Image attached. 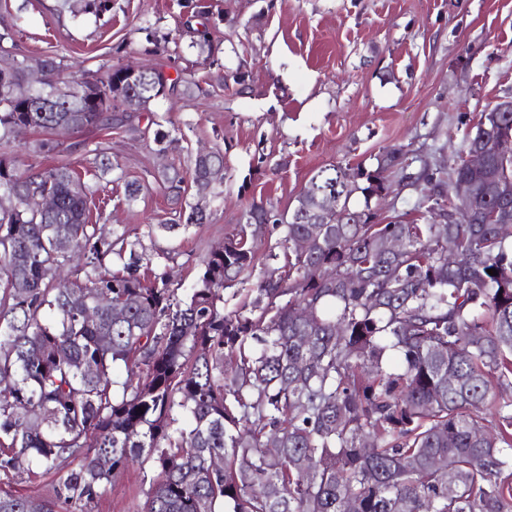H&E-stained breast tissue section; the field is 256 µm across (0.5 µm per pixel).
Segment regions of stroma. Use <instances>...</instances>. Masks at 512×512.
<instances>
[{
    "label": "stroma",
    "mask_w": 512,
    "mask_h": 512,
    "mask_svg": "<svg viewBox=\"0 0 512 512\" xmlns=\"http://www.w3.org/2000/svg\"><path fill=\"white\" fill-rule=\"evenodd\" d=\"M200 1L210 7L226 65L248 60L250 86L242 94L218 89L195 100L160 99L152 110L163 130L189 123L190 140L223 148V194L210 203L209 223L161 231L173 204L153 175L170 165L186 168L187 152L157 153L153 129L90 127L50 157L39 153L37 131L0 146L23 170L74 168L94 190L93 205L104 206L108 227L125 230L151 270L169 271L183 289L250 203L291 209L319 168L368 166L390 147L447 165L485 108L512 97V0H117L107 22L91 15L57 20L55 0H0V20L14 22L27 56L59 55L74 71H94L144 61L141 26L153 23L160 40L177 37L188 5ZM99 142L128 178L145 183L138 201L125 202L123 182L93 167L87 150ZM150 468L140 457L70 512H140Z\"/></svg>",
    "instance_id": "35a3bbf8"
}]
</instances>
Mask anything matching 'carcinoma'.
<instances>
[{"label":"carcinoma","mask_w":512,"mask_h":512,"mask_svg":"<svg viewBox=\"0 0 512 512\" xmlns=\"http://www.w3.org/2000/svg\"><path fill=\"white\" fill-rule=\"evenodd\" d=\"M56 2L58 16L76 18L115 0ZM195 18L182 26L214 71L208 80L162 63L76 75L47 55L38 90L47 112L13 97L28 61L13 28H1L0 143L60 121L75 132L130 126L132 95L149 112L160 98L193 100L230 81L248 89L247 60L226 66ZM140 31L146 53H170L151 27ZM508 135L512 112L489 108L448 168L425 163L408 175L425 186L423 224H384L371 205L409 168L403 149L369 168L322 167L292 211L251 203L183 295L166 274H141L143 256L125 233H105L103 215L92 221L93 191L68 165L22 172L0 155V198L14 200L0 207V378L10 381L0 390V473L68 468L50 500L0 490V512L90 503L144 449L142 512H512V240L487 223L491 211L512 218V162L494 154ZM474 149L489 155L486 170L467 165ZM108 150L97 144L93 164L120 180ZM187 169L156 180L180 206L178 223L159 225L169 233L209 218L183 201L186 178L196 197L219 196L224 150L189 155ZM457 182L472 186L465 219L452 218ZM45 193L56 198L51 212L38 203ZM357 193L361 208L351 205ZM254 224L281 239L253 283ZM386 237L405 251H384Z\"/></svg>","instance_id":"obj_1"}]
</instances>
